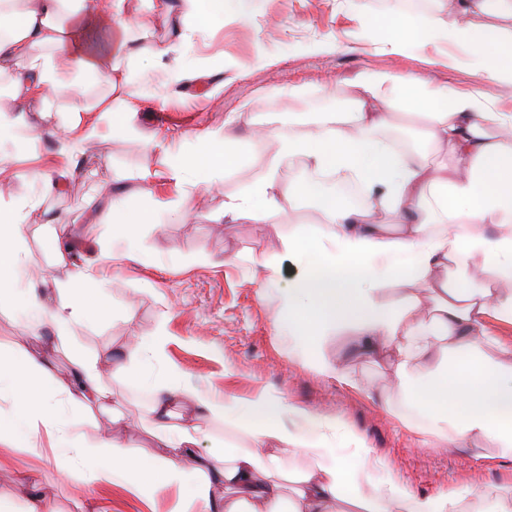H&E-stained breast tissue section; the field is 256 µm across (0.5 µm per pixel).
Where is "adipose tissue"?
Segmentation results:
<instances>
[{
    "mask_svg": "<svg viewBox=\"0 0 512 512\" xmlns=\"http://www.w3.org/2000/svg\"><path fill=\"white\" fill-rule=\"evenodd\" d=\"M154 13L177 14L178 43L212 29L241 0H142ZM127 0H0V78L9 81L11 109L0 108V164L32 157L31 140L18 129L31 102L48 93L106 82L107 96L75 102L65 121L48 123L57 139L58 164L42 175L51 193L76 174V160L99 134L101 120H116L134 134L130 114L141 107L129 84L150 70L167 84L186 78L168 48H140L123 20ZM457 21L440 25L402 7L367 17L395 50L440 43L465 48L460 63L485 77L461 91L410 75L365 71L351 113L324 114L307 130L276 129L279 145L266 174L224 204V219L266 222L281 207L279 171L294 161L313 176L295 184L294 198L314 197L323 223L289 231L282 254L298 270L281 295L275 334L288 353L317 374L347 381L324 353L333 336L352 333L356 351L384 364L402 423L463 452L500 449L512 458V359L489 321L512 326V109H500L490 88L512 86V31L471 22L474 14L512 18V0H458ZM425 123V137L397 149L379 132L391 112ZM224 132L191 138L186 152L163 151L162 168L144 180L175 187L170 217L186 220L212 182L249 164ZM443 158L432 162V149ZM356 185L357 199L327 189L325 177ZM40 203L24 196L0 201V313L36 319L52 331L51 346H69L73 324L113 313L96 266L72 265L67 244L53 239L55 263L65 272L52 287L24 283L22 226ZM147 210L113 201L107 212L112 249L101 261L123 256L144 261L138 229ZM401 293L384 301L385 289ZM168 316L148 336L131 337L132 375L152 394L146 410L163 452L140 457L119 440L86 432L91 410L105 397L97 359L74 354L67 381L58 380L46 352L22 344L0 347V447L35 455L51 452L84 485L117 484L152 500L191 487L182 512H512V481L418 492L393 475L378 477L381 462L365 440L339 420L298 407L267 391L244 399L216 397L188 385L166 356ZM188 406L245 434L249 445L226 441L213 456L195 449L201 425L177 422ZM308 464L293 472L289 457Z\"/></svg>",
    "mask_w": 512,
    "mask_h": 512,
    "instance_id": "1",
    "label": "adipose tissue"
}]
</instances>
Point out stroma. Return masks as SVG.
Instances as JSON below:
<instances>
[{"label":"stroma","instance_id":"35a3bbf8","mask_svg":"<svg viewBox=\"0 0 512 512\" xmlns=\"http://www.w3.org/2000/svg\"><path fill=\"white\" fill-rule=\"evenodd\" d=\"M400 5L401 0H244L239 11L225 14L222 24L182 47L171 43L172 20L130 0L127 21L141 45L173 46L185 68L204 64L213 74L207 81L189 80L171 88L168 103L144 99L134 118L137 135L116 134L109 121H101L99 136L79 160L77 176L60 192L44 196L26 221V278L49 284L57 277L48 246L52 233L70 244L71 260L79 266L111 250V227L95 223L82 206L84 200L95 199L104 213L119 190L131 209L165 206L168 193L153 200L139 193L140 172L163 162L162 154L148 152L145 139L163 135L172 149L186 151L193 133L223 129L233 116L237 133L231 146L246 153L250 165L214 183L191 220L141 225L149 257L176 255L184 258V267L168 270L136 261L103 267L107 293L122 303L123 311L75 324L73 333L98 355L126 419L116 423L109 415L96 414L90 436L120 439L140 456L155 453L153 438L135 423L150 396L130 379L113 378V358L129 336L151 334L167 311L173 336L168 356L200 391L251 398L269 390L288 402L314 406L361 435L395 474L423 493L512 479V461L499 458L497 449H486L478 458L439 448L429 436L407 429L396 409L383 404L391 395L385 368L368 358L349 357L346 339L328 344L325 353L349 374L351 385L315 375L289 358L274 323L280 295L298 271L281 257L280 239L295 225L321 223L316 201L282 203L263 224L223 219L225 201L265 174L277 153V143L259 139L257 128L289 124L305 129L321 113L349 111L360 71L410 74L459 89L479 84L471 70L447 66L442 46L394 52L362 22L364 12ZM38 148L36 160L14 164L15 176L0 186L1 195L39 193L32 173L50 168L53 139L42 136ZM273 255L282 274L270 285L262 281L257 261ZM7 456L0 466V512H23L19 482L26 475L35 479L50 512H79L87 496L107 500L112 512H176L180 503L175 490L151 505L117 486L87 490L76 479L62 477L54 459L21 450Z\"/></svg>","mask_w":512,"mask_h":512}]
</instances>
